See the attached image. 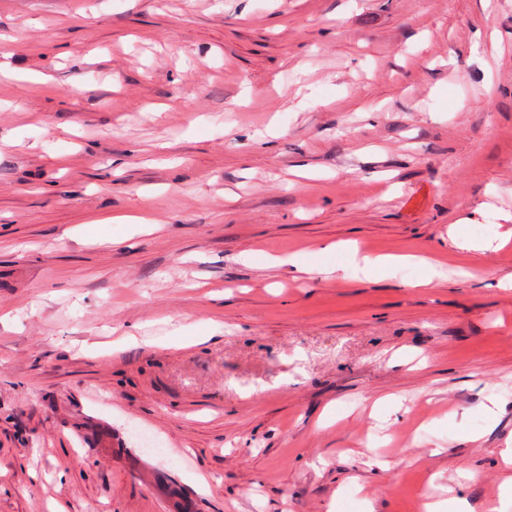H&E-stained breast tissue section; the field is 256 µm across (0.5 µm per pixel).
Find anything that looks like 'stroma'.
<instances>
[{
    "mask_svg": "<svg viewBox=\"0 0 512 512\" xmlns=\"http://www.w3.org/2000/svg\"><path fill=\"white\" fill-rule=\"evenodd\" d=\"M510 233L512 0H0V512H491Z\"/></svg>",
    "mask_w": 512,
    "mask_h": 512,
    "instance_id": "obj_1",
    "label": "stroma"
}]
</instances>
